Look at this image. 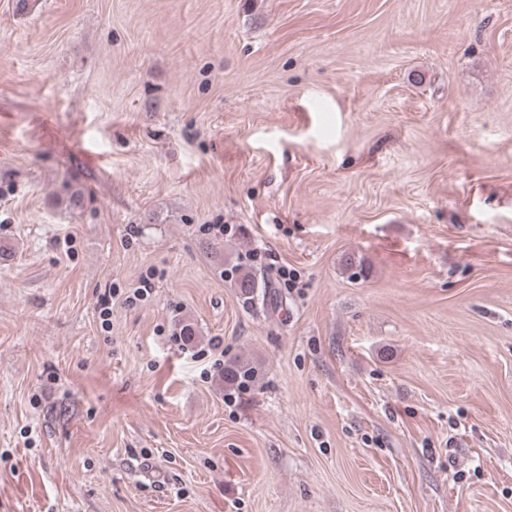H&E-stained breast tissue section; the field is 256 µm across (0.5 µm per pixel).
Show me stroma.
Returning <instances> with one entry per match:
<instances>
[{
  "mask_svg": "<svg viewBox=\"0 0 512 512\" xmlns=\"http://www.w3.org/2000/svg\"><path fill=\"white\" fill-rule=\"evenodd\" d=\"M0 246V512H512V0H0ZM234 282L237 298L243 307L252 309L259 303L271 307L282 304V298L273 284L259 279L253 268H239ZM258 367L248 359L234 355L224 360L222 383L226 395L243 393L254 388L259 382Z\"/></svg>",
  "mask_w": 512,
  "mask_h": 512,
  "instance_id": "1",
  "label": "stroma"
}]
</instances>
